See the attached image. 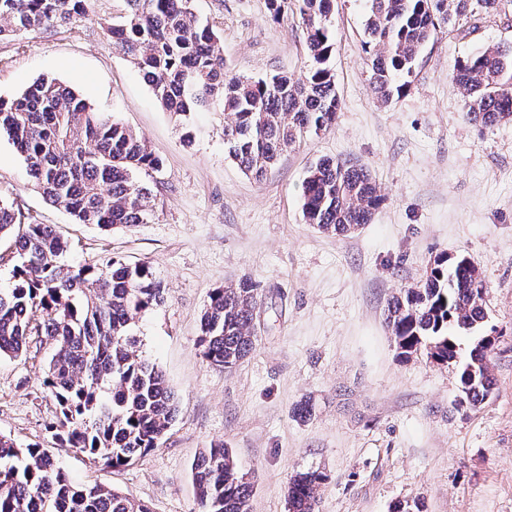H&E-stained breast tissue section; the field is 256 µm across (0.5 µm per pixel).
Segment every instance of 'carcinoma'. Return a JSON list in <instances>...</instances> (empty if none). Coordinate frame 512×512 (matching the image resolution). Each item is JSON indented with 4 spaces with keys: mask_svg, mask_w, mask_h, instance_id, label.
Masks as SVG:
<instances>
[{
    "mask_svg": "<svg viewBox=\"0 0 512 512\" xmlns=\"http://www.w3.org/2000/svg\"><path fill=\"white\" fill-rule=\"evenodd\" d=\"M89 0H0V37L66 27L88 17ZM192 0H125L112 21L113 47L136 64L168 112L186 115L219 103L228 157L260 179L288 148L328 130L340 99L329 61L335 0H292L306 30L310 68L294 79L226 77L221 29L198 17ZM365 22L370 90L388 103L407 83L416 60L441 26L466 15L471 0H369ZM454 80L465 115L480 127L512 120V46L494 45L459 61ZM0 134L24 158L42 195L82 224L147 223L150 190L138 174L161 171L145 136L88 104L55 80L33 82L17 99L0 101ZM369 171L323 156L303 183L305 222L349 236L371 222L383 203ZM15 248V284L0 292V358L47 345L43 383L56 403L47 431L53 443L94 463L124 466L163 444L178 411L163 372L146 359L135 320L164 302L161 282L146 263L109 259L101 268L65 264L69 245L56 226L40 224L0 199V240ZM487 284L465 256L444 255L426 276L399 289L385 324L399 355L427 346L431 357L456 359L467 408L493 394L488 365L494 337L483 335L460 357L457 330L479 332L486 321ZM262 294L249 279L210 293L200 321L204 358L226 370L256 350ZM193 479L200 512H250L253 484L233 453L217 443L198 457ZM325 476L298 473L288 486V512H318ZM0 512H150L103 485L72 483L52 452L26 448L0 434Z\"/></svg>",
    "mask_w": 512,
    "mask_h": 512,
    "instance_id": "1",
    "label": "carcinoma"
}]
</instances>
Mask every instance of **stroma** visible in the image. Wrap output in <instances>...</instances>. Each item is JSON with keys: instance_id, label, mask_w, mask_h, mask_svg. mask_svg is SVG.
I'll use <instances>...</instances> for the list:
<instances>
[{"instance_id": "35a3bbf8", "label": "stroma", "mask_w": 512, "mask_h": 512, "mask_svg": "<svg viewBox=\"0 0 512 512\" xmlns=\"http://www.w3.org/2000/svg\"><path fill=\"white\" fill-rule=\"evenodd\" d=\"M192 6L221 28L228 75L305 71L296 13L273 18L269 0ZM124 8V0H90L88 19L1 40L0 98L55 79L143 133L163 162L140 177L154 198L148 222L110 230L77 223L34 188L3 135L0 197L56 225L71 245L69 265L97 267L110 256L149 264L165 302L141 314L135 331L174 390L178 415L162 447L119 468L52 446L55 404L42 384L41 349L0 359V434L52 448L72 483L119 490L151 512H198L191 466L218 442L254 484L251 512H288L289 480L309 469L326 477L320 512H391L399 503L512 512V122L468 121L453 79L459 60L512 45V0L494 15L443 27L407 89L386 105L369 88V2L336 0V122L287 149L259 181L228 158L221 108L166 112L113 48L106 24ZM322 156L368 167L384 197L353 235H327L303 219V181ZM441 255L470 258L488 286L496 388L477 410L458 409L454 365L400 357L384 323L390 297ZM245 275L263 294L260 341L226 370L202 359L200 318L214 289ZM304 399L315 405L307 421L292 414Z\"/></svg>"}]
</instances>
